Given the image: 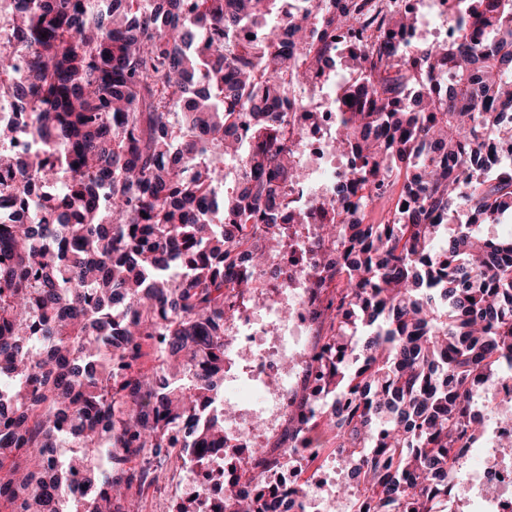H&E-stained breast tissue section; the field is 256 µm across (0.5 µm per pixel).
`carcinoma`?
Here are the masks:
<instances>
[{
  "label": "carcinoma",
  "instance_id": "carcinoma-1",
  "mask_svg": "<svg viewBox=\"0 0 512 512\" xmlns=\"http://www.w3.org/2000/svg\"><path fill=\"white\" fill-rule=\"evenodd\" d=\"M4 26L0 86L22 133L60 154L0 151V208L34 183L64 195L0 226V512H67L53 458L91 487L83 512H123L155 462L224 447L225 324L280 252L296 178L286 113L295 87L357 41L358 78L336 97V181L319 247L299 275L331 289L303 352L318 383L304 429L354 464L366 512H442L455 448L483 431L478 383L512 363V235L474 223L512 214V0H459L451 43L409 42L410 12L373 0H22ZM233 164L225 193L217 167ZM412 204L366 223L394 191ZM466 208L474 222L456 223ZM158 365L141 373L144 344ZM300 408L288 411L290 454ZM143 456L142 464L130 465ZM224 495L222 512H275L276 491Z\"/></svg>",
  "mask_w": 512,
  "mask_h": 512
}]
</instances>
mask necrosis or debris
<instances>
[{
  "instance_id": "4bbe7bcc",
  "label": "necrosis or debris",
  "mask_w": 512,
  "mask_h": 512,
  "mask_svg": "<svg viewBox=\"0 0 512 512\" xmlns=\"http://www.w3.org/2000/svg\"><path fill=\"white\" fill-rule=\"evenodd\" d=\"M393 5L418 14L421 27L417 39L449 42L459 34L457 0H393ZM303 100L304 110L289 112L288 121L298 134L297 162L305 166L307 180L289 192L288 198L304 207L308 220L289 234L288 248L275 260L281 284L264 288L259 299L243 308L226 328L248 380L225 382L224 396L236 402L237 410L224 424L223 447L211 450L206 459L219 460L227 449H238V456L228 465L226 487L230 490L242 485L244 474L253 471L265 453L266 442L288 417L293 395L288 362L295 353L309 348V338L319 328L317 312L325 303L324 291L303 284L297 272L320 263L322 253L313 242L322 222L321 209L330 203L333 186L353 161L350 154L336 151V114L325 79L312 83ZM281 305L289 310L284 322L275 316ZM481 395L486 441L482 448L461 451L463 457L475 455L480 460L461 492L473 503V512H512V456L501 448L502 441L512 438V424L503 423L495 412L499 403L512 401V376L496 378ZM294 441L297 453L279 456L266 479L279 485V498L288 512H329L336 487L347 481L346 474L340 467L321 463V449L306 436H295Z\"/></svg>"
}]
</instances>
